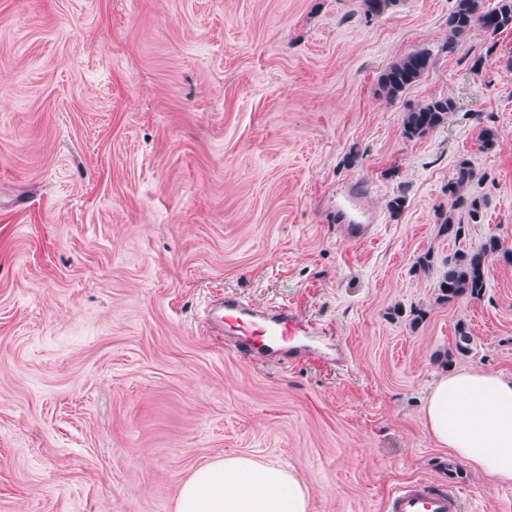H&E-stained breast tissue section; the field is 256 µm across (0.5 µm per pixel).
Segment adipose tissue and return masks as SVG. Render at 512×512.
I'll return each mask as SVG.
<instances>
[{"mask_svg":"<svg viewBox=\"0 0 512 512\" xmlns=\"http://www.w3.org/2000/svg\"><path fill=\"white\" fill-rule=\"evenodd\" d=\"M434 442L492 482L512 485V379L492 371L439 376L423 413ZM308 490L294 471L249 456L195 470L176 512H308Z\"/></svg>","mask_w":512,"mask_h":512,"instance_id":"1","label":"adipose tissue"}]
</instances>
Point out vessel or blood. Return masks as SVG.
<instances>
[{"label": "vessel or blood", "instance_id": "b4317fda", "mask_svg": "<svg viewBox=\"0 0 512 512\" xmlns=\"http://www.w3.org/2000/svg\"><path fill=\"white\" fill-rule=\"evenodd\" d=\"M365 194V185L355 182L345 197L343 213L347 238H365L374 228L376 218L363 204ZM203 329L210 336L223 335L228 329L235 331L240 338V350L252 354L279 351L296 336L312 330L322 334L327 327L323 324L309 327L299 312L290 307H277L264 313L256 311L238 297L225 295L212 304ZM385 509L386 512H461L460 498L454 491L434 489L418 483L399 487L388 498Z\"/></svg>", "mask_w": 512, "mask_h": 512}]
</instances>
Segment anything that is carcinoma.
I'll list each match as a JSON object with an SVG mask.
<instances>
[{
	"label": "carcinoma",
	"mask_w": 512,
	"mask_h": 512,
	"mask_svg": "<svg viewBox=\"0 0 512 512\" xmlns=\"http://www.w3.org/2000/svg\"><path fill=\"white\" fill-rule=\"evenodd\" d=\"M398 0H363L365 13L380 16L392 9ZM475 26L492 34L512 30V0H498L487 11H479V0H455L453 11L448 17L450 36L448 50H453L457 39L463 37ZM431 52L426 48L416 49L392 62L379 76V86L389 99L397 98L410 85L418 81L432 65ZM454 103L450 98H436L417 105L402 116V132L408 138L423 135L443 125ZM475 176L468 159L459 162L457 176L448 184L451 203L446 210L437 211V220L442 232L459 238L463 226L455 223V212L464 211L474 224L483 218L484 203L477 197L465 193L466 185ZM512 265V249L505 248L495 238H490L474 253H459L448 261V271L438 284L439 299L452 301L458 297L478 298L486 288L485 270L488 258ZM472 336L465 325L456 328L454 348L459 354L470 350Z\"/></svg>",
	"instance_id": "cac0c4a2"
}]
</instances>
